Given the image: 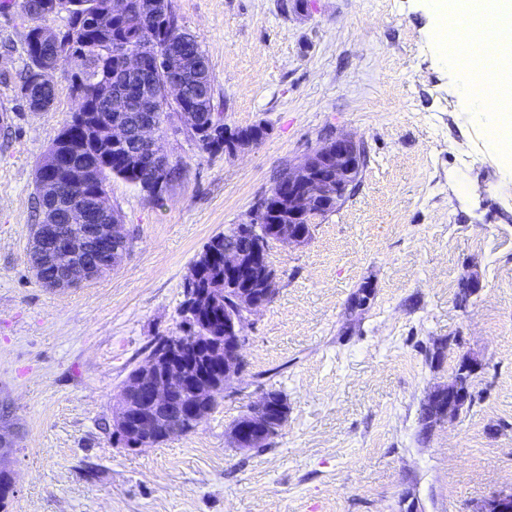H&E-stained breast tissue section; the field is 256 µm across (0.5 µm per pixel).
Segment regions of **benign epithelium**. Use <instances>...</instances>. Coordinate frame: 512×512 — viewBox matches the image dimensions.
<instances>
[{
  "label": "benign epithelium",
  "instance_id": "obj_1",
  "mask_svg": "<svg viewBox=\"0 0 512 512\" xmlns=\"http://www.w3.org/2000/svg\"><path fill=\"white\" fill-rule=\"evenodd\" d=\"M157 65L172 81V90L178 91V82L186 71V62L176 55L166 54L157 59ZM140 149L130 153L134 160L155 161L163 155L159 139L152 126L141 129ZM362 143L350 134L338 133L327 139L320 148L310 150L288 163V186L279 191L280 202L288 206V223L263 224V199L255 201L246 222L237 224L225 233L224 288L235 289V312L224 314V343L205 345L194 339L174 336L166 347L151 354L147 361L120 390L114 427L123 432L132 449L151 447L157 442L175 436L185 422L195 424L209 413L215 398L206 392H226L239 381L243 350L249 342L245 333L250 317L269 304L275 275L270 273L268 257L245 253L229 241L239 237L260 235L268 245H302L309 240L304 224H316L325 216L323 209L333 202H341L352 186L357 168L363 166ZM58 146H49L35 171L40 192L56 199L69 195L72 186L86 184L92 168L80 160L60 162ZM88 212L101 218L112 212L107 195L100 192L89 199ZM111 236L95 224L86 225V232L78 239L58 237L54 217L34 227L29 250L36 257L52 255L56 275L51 280L57 289L75 288L90 282L112 264L110 237L123 235L122 225H110ZM192 292L191 316L209 301V289L189 288ZM473 398L471 386H461L456 380L446 386L433 388L427 396L434 418L439 411L462 408ZM268 392L242 414L231 427L234 446L239 449L265 447L267 435L275 428ZM479 512H512V491L496 494L486 500Z\"/></svg>",
  "mask_w": 512,
  "mask_h": 512
}]
</instances>
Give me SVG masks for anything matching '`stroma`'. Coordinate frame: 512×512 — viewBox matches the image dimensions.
<instances>
[{"instance_id":"1","label":"stroma","mask_w":512,"mask_h":512,"mask_svg":"<svg viewBox=\"0 0 512 512\" xmlns=\"http://www.w3.org/2000/svg\"><path fill=\"white\" fill-rule=\"evenodd\" d=\"M171 0L211 65L216 117L265 123L261 144L209 156L164 131L184 177L162 200L113 177L133 247L80 287H43L27 247L34 169L72 107L18 95L29 22L0 9V429L9 512H479L512 490V178L478 103L434 36L430 0ZM344 132L367 164L301 246L276 245L273 301L246 333V370L193 431L137 451L112 427L153 337L180 332L183 283L206 242L244 222L288 160ZM481 283L459 307L460 278ZM367 289L364 307L353 296ZM446 344L440 364L426 354ZM482 363L470 407L422 434L430 389ZM277 389L288 421L264 448L230 428Z\"/></svg>"}]
</instances>
